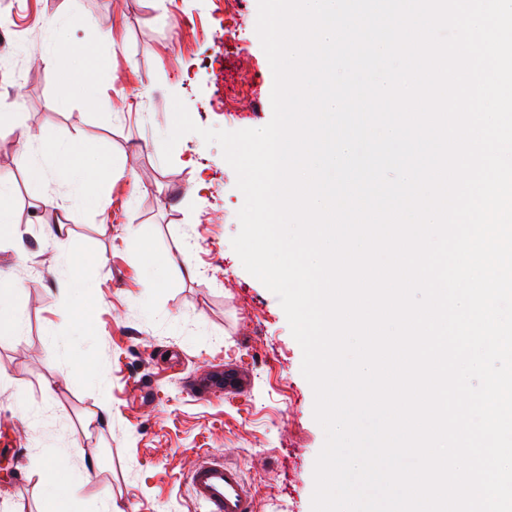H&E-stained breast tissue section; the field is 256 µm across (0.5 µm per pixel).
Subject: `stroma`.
<instances>
[{
    "instance_id": "stroma-1",
    "label": "stroma",
    "mask_w": 512,
    "mask_h": 512,
    "mask_svg": "<svg viewBox=\"0 0 512 512\" xmlns=\"http://www.w3.org/2000/svg\"><path fill=\"white\" fill-rule=\"evenodd\" d=\"M216 9L217 0H0L11 24L0 36V96L21 102L19 119L0 123L34 132L25 148L40 162L56 145L87 149L90 174L87 208L70 216L69 184L35 181L18 162L17 136L0 138L10 181L0 207L18 229L0 240V287L19 318L0 333V512H42L36 471L51 448L66 449L74 473L95 466L73 512H98L108 498L120 512H194L188 472L203 449L241 465L256 512H311L325 434L302 350L277 296L232 248L244 197L221 147L199 134L265 126L274 77L256 33L258 0H245L247 58L227 55L223 68L241 67L250 96L227 115L223 69L203 61L224 48ZM97 31L111 42L92 44ZM87 43L92 61L75 60L71 49ZM52 51L57 64L44 65ZM177 97L199 130L167 163ZM46 195L53 205L42 206ZM57 222L68 227L59 238ZM89 254L104 263L84 264ZM147 260L160 287L139 274ZM73 264L94 290L75 286ZM227 363L248 370V393L197 398L192 381ZM102 388L111 414L87 424Z\"/></svg>"
}]
</instances>
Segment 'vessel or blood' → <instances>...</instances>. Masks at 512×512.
<instances>
[{
	"label": "vessel or blood",
	"instance_id": "obj_1",
	"mask_svg": "<svg viewBox=\"0 0 512 512\" xmlns=\"http://www.w3.org/2000/svg\"><path fill=\"white\" fill-rule=\"evenodd\" d=\"M246 379L240 369L214 372L202 395L238 394ZM192 501L199 512H255V499L245 483L241 468L226 459L208 455L189 472Z\"/></svg>",
	"mask_w": 512,
	"mask_h": 512
}]
</instances>
